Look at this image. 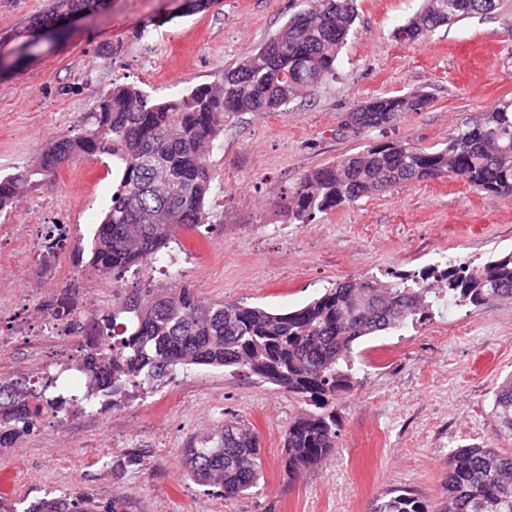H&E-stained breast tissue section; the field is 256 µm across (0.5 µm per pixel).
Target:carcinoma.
<instances>
[{
  "label": "carcinoma",
  "mask_w": 512,
  "mask_h": 512,
  "mask_svg": "<svg viewBox=\"0 0 512 512\" xmlns=\"http://www.w3.org/2000/svg\"><path fill=\"white\" fill-rule=\"evenodd\" d=\"M103 0H49L47 10L14 34L12 52L0 53V71L40 51L37 31L69 13L90 11ZM496 0H423L396 37L417 42L440 26L490 13ZM355 19L354 0H302L285 26L261 47L224 69L221 82L156 101L136 84H118L99 101L91 120L58 138L39 162L0 177V212L16 207L26 189L63 163L109 158L121 177L98 225L89 264L97 278L117 287L125 274L162 262L160 252L183 247L180 235L209 224L208 197L215 180L210 152L226 119L244 112H282L336 73L340 50ZM427 95L374 97L345 113L352 133L383 130L419 112ZM461 180L477 192L512 195V97L463 121L440 149L401 141L345 155L306 174L283 204L288 222L318 214L389 188L430 180ZM430 273L396 274L388 282H338L306 306L278 313L240 302L202 299L193 286L133 288L112 307L84 316L86 348L66 364L85 378L72 394L58 376L0 375V451L14 448L48 413L70 416L77 405L161 387L192 365L254 375L310 404L284 434L282 468L293 477L319 465L336 448V397L358 384L353 346L409 322L432 318L443 295L474 306L512 299V252L484 264ZM500 432L512 435V376L494 391ZM187 475L226 500L251 493L262 474L258 432L229 421L182 448ZM445 500L439 512H512V455L492 444L448 453ZM25 512H126L113 496L102 504L83 491L45 495ZM369 512H428L414 491L391 488Z\"/></svg>",
  "instance_id": "1"
}]
</instances>
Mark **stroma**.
Instances as JSON below:
<instances>
[{"label":"stroma","mask_w":512,"mask_h":512,"mask_svg":"<svg viewBox=\"0 0 512 512\" xmlns=\"http://www.w3.org/2000/svg\"><path fill=\"white\" fill-rule=\"evenodd\" d=\"M107 0L69 35L0 75V173L35 164L44 147L96 112L116 83L164 98L220 81L225 67L261 46L299 0ZM357 19L333 77L283 112L228 119L210 155L215 193L205 235L158 266L156 280L189 282L201 298L291 311L339 281L389 280L392 273L477 264L512 251V196L478 193L460 181L398 186L312 221L278 212L282 192L339 157L391 141L444 147L465 119L512 96V0L488 14L439 27L419 43L395 30L420 0H357ZM420 91L429 103L364 137L344 132L345 112L372 97ZM118 172L110 159L60 166L28 190L0 225L58 224L76 270L91 275L90 243ZM0 371L24 373L39 350L55 374L64 361L25 288L40 273L43 245L0 236ZM27 324L28 335L15 328ZM353 391L337 397V445L318 466L291 478L283 436L301 402L270 383L221 368L178 373L129 404L95 406L0 453V494L23 512L30 501L80 489L123 496L130 512H367L394 488L442 502L451 449L490 443L512 454L492 411L495 387L512 375V300L483 306L440 301L431 320L362 340ZM260 436L264 478L235 500L186 475L181 450L224 420ZM137 457L128 465V457Z\"/></svg>","instance_id":"stroma-1"}]
</instances>
